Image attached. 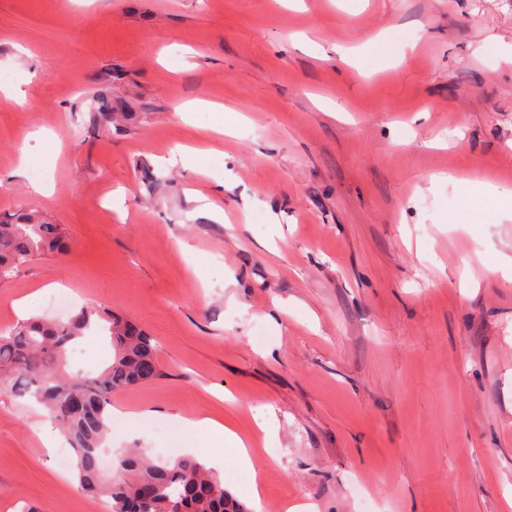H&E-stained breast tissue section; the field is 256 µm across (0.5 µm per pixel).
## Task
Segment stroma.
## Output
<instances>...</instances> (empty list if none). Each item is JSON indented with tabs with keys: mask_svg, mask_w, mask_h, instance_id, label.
<instances>
[{
	"mask_svg": "<svg viewBox=\"0 0 512 512\" xmlns=\"http://www.w3.org/2000/svg\"><path fill=\"white\" fill-rule=\"evenodd\" d=\"M0 69V220L71 243L0 279V330L60 282L159 345L113 455L207 461L203 414L259 512H512V187L468 194L512 175V0H0ZM43 420L0 392V512H97ZM172 420L175 425L182 429L193 431L200 436L211 439L215 445L213 448H221L219 445L222 442L224 443V440H231L238 447L239 461L242 466L253 469V451L250 448H246L241 438L233 430L224 426V424L210 417L187 418L174 416Z\"/></svg>",
	"mask_w": 512,
	"mask_h": 512,
	"instance_id": "obj_1",
	"label": "stroma"
}]
</instances>
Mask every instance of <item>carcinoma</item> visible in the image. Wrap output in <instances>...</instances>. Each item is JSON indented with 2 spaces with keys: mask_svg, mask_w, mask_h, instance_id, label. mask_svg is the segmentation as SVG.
I'll return each mask as SVG.
<instances>
[{
  "mask_svg": "<svg viewBox=\"0 0 512 512\" xmlns=\"http://www.w3.org/2000/svg\"><path fill=\"white\" fill-rule=\"evenodd\" d=\"M68 248L58 224L34 215L0 221V279L34 256ZM94 331L107 336L112 360L95 374L68 370V353ZM161 376L155 338L107 309L84 306L66 320H20L0 331V388L48 410L73 450L81 488L108 499L110 512H251L219 474L192 456L170 462L143 452L122 454V475L103 476L100 453L111 432L112 394Z\"/></svg>",
  "mask_w": 512,
  "mask_h": 512,
  "instance_id": "obj_1",
  "label": "carcinoma"
}]
</instances>
